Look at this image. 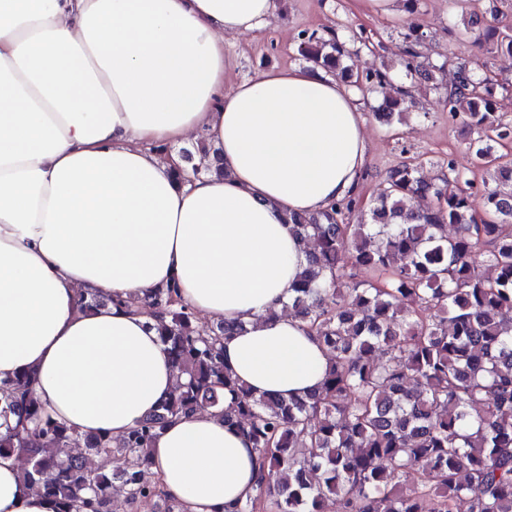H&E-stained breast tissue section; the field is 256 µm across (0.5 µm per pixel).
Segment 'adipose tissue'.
Returning <instances> with one entry per match:
<instances>
[{"instance_id": "ef3b65f1", "label": "adipose tissue", "mask_w": 512, "mask_h": 512, "mask_svg": "<svg viewBox=\"0 0 512 512\" xmlns=\"http://www.w3.org/2000/svg\"><path fill=\"white\" fill-rule=\"evenodd\" d=\"M275 0H0V380L28 372L62 424L120 439L176 372L145 310L233 324L224 365L256 394L321 387L328 354L283 308L305 265L287 217L357 193V97L320 68L224 84V37H256ZM204 137L219 171L180 181L160 146ZM104 293L93 312L82 295ZM152 472L188 512H233L257 453L217 410L172 419ZM0 457V512H57Z\"/></svg>"}]
</instances>
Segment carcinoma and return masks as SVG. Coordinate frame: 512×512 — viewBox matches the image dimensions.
Segmentation results:
<instances>
[{
  "mask_svg": "<svg viewBox=\"0 0 512 512\" xmlns=\"http://www.w3.org/2000/svg\"><path fill=\"white\" fill-rule=\"evenodd\" d=\"M403 48L416 70L415 25ZM512 54V30L491 29ZM298 53L342 78L355 63L336 32L303 35ZM368 70L355 87L390 83ZM407 92L386 98V121L403 122ZM493 88L467 63L441 93L451 117L461 108L477 137L469 151L494 185L474 182L454 158L437 182L422 164L390 169L368 222L351 224L357 197L326 210L291 214L298 237L314 243L288 308L315 333L331 365L323 389L296 398L257 396L224 369L229 325L199 326L173 287L148 303L161 343L179 371L174 392L117 442L55 421L35 399L30 376L0 382V457L24 456L27 484L58 512H110L114 483L129 504L156 498L185 512L158 481L149 455L170 418L220 408L246 432L259 474L236 512H512V163L496 144L512 122L495 110ZM454 182L456 190L447 191ZM453 231H448V228ZM99 464L88 467V457Z\"/></svg>",
  "mask_w": 512,
  "mask_h": 512,
  "instance_id": "obj_1",
  "label": "carcinoma"
}]
</instances>
